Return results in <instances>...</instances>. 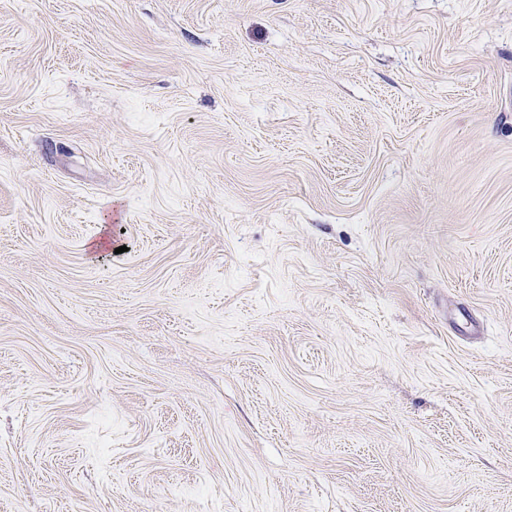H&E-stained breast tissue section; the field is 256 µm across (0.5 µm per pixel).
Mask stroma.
Listing matches in <instances>:
<instances>
[{
    "label": "stroma",
    "mask_w": 512,
    "mask_h": 512,
    "mask_svg": "<svg viewBox=\"0 0 512 512\" xmlns=\"http://www.w3.org/2000/svg\"><path fill=\"white\" fill-rule=\"evenodd\" d=\"M0 512H512V0H0Z\"/></svg>",
    "instance_id": "1"
}]
</instances>
